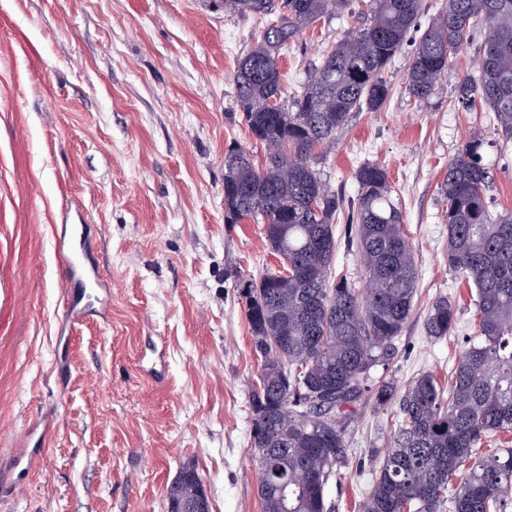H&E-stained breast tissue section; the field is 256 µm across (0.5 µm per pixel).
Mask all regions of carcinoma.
<instances>
[{
	"instance_id": "1",
	"label": "carcinoma",
	"mask_w": 512,
	"mask_h": 512,
	"mask_svg": "<svg viewBox=\"0 0 512 512\" xmlns=\"http://www.w3.org/2000/svg\"><path fill=\"white\" fill-rule=\"evenodd\" d=\"M349 5L224 0L226 10L277 18L238 62L234 81L252 136L279 151L268 153L261 167L242 149L224 156L225 223L261 221L282 264L236 284L252 339L264 337L253 344L261 367L252 393V439L256 448L286 449L288 467L316 477L300 491L288 487L285 502L265 486L274 459H259L262 509L331 512L325 489L346 456L347 409L370 392L378 406L399 400L400 420L363 512H440L446 506L451 512H506L512 448L473 454L486 437L512 433V218H494L488 208L483 141L474 137L463 144L439 187L448 220V269L472 279L476 289V335L448 383L423 372L400 397L389 380L369 384L372 372L387 365L412 315L418 279L386 170L361 166L357 202L348 207L345 248L359 252L366 274L365 287L358 289L344 276L332 279L343 199L326 187L310 157L335 141L352 112L386 104L391 88L383 74L404 44L414 46L407 89L422 102L478 34L484 41L478 76L460 82L459 102L494 113L505 141L512 142V0H446L423 32V0H376L365 26L326 54L291 109L284 108L280 50L304 27ZM417 32L420 37H413ZM455 326L452 302L433 301L426 335L444 340ZM284 336L288 343L282 346ZM199 482L195 465H183L166 488L167 512L192 505Z\"/></svg>"
}]
</instances>
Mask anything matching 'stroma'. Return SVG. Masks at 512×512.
<instances>
[{
  "label": "stroma",
  "mask_w": 512,
  "mask_h": 512,
  "mask_svg": "<svg viewBox=\"0 0 512 512\" xmlns=\"http://www.w3.org/2000/svg\"><path fill=\"white\" fill-rule=\"evenodd\" d=\"M373 7L352 0L289 43L278 58L284 104ZM267 25L220 0H0V464L53 415L41 464L23 486L0 488V512H167L166 488L187 463L211 512H262L251 438L261 360L235 280L280 263L260 224L225 223L224 155L267 154L234 82ZM480 51L473 42L416 102L404 46L385 72L386 105L351 113L312 161L347 201L362 165L387 172L418 267L413 314L375 372L400 388L424 371L449 380L476 331L475 289L448 270L439 194L469 137L484 142L492 214L512 213V145L492 113L458 100ZM65 224L84 225L111 292L105 315L73 328ZM442 295L456 328L433 341L424 323ZM398 411L357 406L341 479L326 488L332 512H361Z\"/></svg>",
  "instance_id": "35a3bbf8"
}]
</instances>
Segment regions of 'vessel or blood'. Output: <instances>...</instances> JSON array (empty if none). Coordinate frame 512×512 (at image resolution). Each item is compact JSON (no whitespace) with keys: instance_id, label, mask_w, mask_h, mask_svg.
Segmentation results:
<instances>
[{"instance_id":"vessel-or-blood-1","label":"vessel or blood","mask_w":512,"mask_h":512,"mask_svg":"<svg viewBox=\"0 0 512 512\" xmlns=\"http://www.w3.org/2000/svg\"><path fill=\"white\" fill-rule=\"evenodd\" d=\"M67 239L70 276L65 283V310L72 321L79 322L105 308L107 302L97 291L101 272L95 257L90 254L83 225H71ZM44 444L43 433L37 428H30L24 443L12 458L11 479L15 485H23L35 469L44 454Z\"/></svg>"}]
</instances>
